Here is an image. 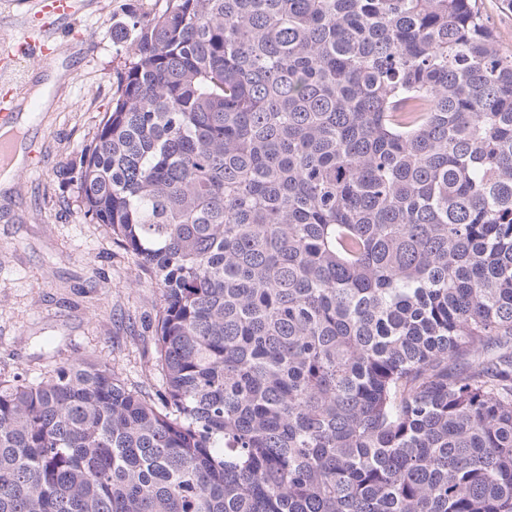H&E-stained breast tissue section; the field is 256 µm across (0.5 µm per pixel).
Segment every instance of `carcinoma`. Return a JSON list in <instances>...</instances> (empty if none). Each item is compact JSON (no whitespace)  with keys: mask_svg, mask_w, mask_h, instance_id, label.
Segmentation results:
<instances>
[{"mask_svg":"<svg viewBox=\"0 0 512 512\" xmlns=\"http://www.w3.org/2000/svg\"><path fill=\"white\" fill-rule=\"evenodd\" d=\"M67 171L160 401L0 377V512H512V53L478 0H166Z\"/></svg>","mask_w":512,"mask_h":512,"instance_id":"cac0c4a2","label":"carcinoma"}]
</instances>
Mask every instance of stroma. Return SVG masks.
<instances>
[{
  "label": "stroma",
  "mask_w": 512,
  "mask_h": 512,
  "mask_svg": "<svg viewBox=\"0 0 512 512\" xmlns=\"http://www.w3.org/2000/svg\"><path fill=\"white\" fill-rule=\"evenodd\" d=\"M48 2L0 0V100L29 109L25 163L0 194V376L104 360L154 402L160 291L104 225L85 220L65 172L112 106L127 48L115 27L152 17L165 0H70L64 20ZM39 36L51 42L47 54L21 50ZM57 63L66 81L48 107L31 103V79Z\"/></svg>",
  "instance_id": "1"
}]
</instances>
